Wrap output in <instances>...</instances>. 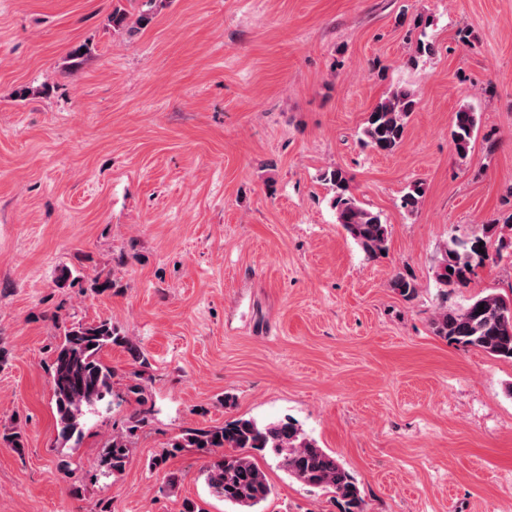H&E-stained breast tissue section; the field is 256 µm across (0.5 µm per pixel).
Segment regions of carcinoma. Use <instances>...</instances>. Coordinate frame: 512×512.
Wrapping results in <instances>:
<instances>
[{
    "mask_svg": "<svg viewBox=\"0 0 512 512\" xmlns=\"http://www.w3.org/2000/svg\"><path fill=\"white\" fill-rule=\"evenodd\" d=\"M416 93L406 87L390 91L369 113L362 135L365 145L390 154L402 143L409 115L414 112ZM478 131L476 112L469 105L454 115L452 141L457 154L468 155ZM331 184L332 208L336 221L370 258L387 251L389 231L379 213L357 200L351 192L349 178L341 169L323 173ZM425 187L413 182L402 196L401 207L417 210ZM512 213L503 220L495 219L478 228L472 240L450 236L441 250L435 267V280L441 302L432 320L435 335L456 344L471 346L504 360L512 361V297L497 293L478 296L465 307L449 303L450 294L467 286L475 269L486 254L479 243L494 242L497 252L512 250ZM390 287L406 299L417 292L414 279L397 274ZM484 309H479V306ZM124 348L133 361L144 366L146 358L131 337L125 335L110 319L91 323L73 322L64 329L62 340L54 348L50 383L55 400L57 438L63 444L79 442L85 421L112 393L115 370L102 360L104 349ZM141 420L133 418L126 432L112 435L102 459L109 470L125 469L133 437ZM194 448L208 458L205 466L210 490L232 505L235 512H255L272 493L265 472L254 462L249 451L272 453L288 475L304 486L320 488L333 494L341 512H366L365 501L352 473L336 458L309 438L293 418L260 423L239 417L222 426L185 431L161 454L166 461L171 451Z\"/></svg>",
    "mask_w": 512,
    "mask_h": 512,
    "instance_id": "carcinoma-1",
    "label": "carcinoma"
}]
</instances>
